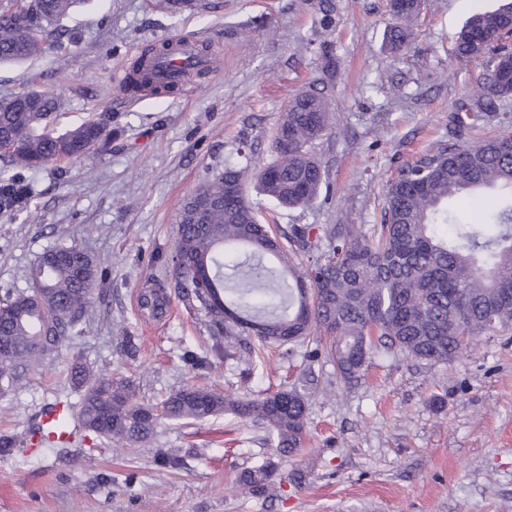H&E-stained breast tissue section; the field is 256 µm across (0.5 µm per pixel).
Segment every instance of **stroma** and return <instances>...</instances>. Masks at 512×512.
Here are the masks:
<instances>
[{"label":"stroma","instance_id":"stroma-1","mask_svg":"<svg viewBox=\"0 0 512 512\" xmlns=\"http://www.w3.org/2000/svg\"><path fill=\"white\" fill-rule=\"evenodd\" d=\"M499 4L424 0L411 44L394 52L384 44L389 0H338L330 31L311 0H194L177 13L162 0H78L55 26L62 44L0 65V98L25 83L55 94L56 131L112 115L111 151L26 171L27 208L0 215V296L28 291L49 248L106 259L83 333L0 396V436L16 442L0 455V512H512V328L449 364L380 350L347 385L315 338L290 352L268 347L256 362L242 346L219 359L204 316L179 298L158 318L139 308L144 288L174 285L184 200L226 165L254 170L273 158L282 113L318 78L324 46L338 59L332 126L311 150L327 170V193L289 209L263 199L254 180L245 192L277 234L380 223L388 182L447 141L451 113L488 71L485 60L454 57V34L474 11ZM171 36L195 41L217 73L130 97L115 70ZM126 336L135 357L123 352ZM187 350L210 365L189 370ZM78 362L132 381L150 404L190 384L229 395L297 387L308 397L306 444L282 459L271 497L241 482L274 453L265 431L230 415L165 420L130 448L91 433L63 448L29 447L48 407L80 403L70 379ZM159 448L185 455L187 468L160 466Z\"/></svg>","mask_w":512,"mask_h":512}]
</instances>
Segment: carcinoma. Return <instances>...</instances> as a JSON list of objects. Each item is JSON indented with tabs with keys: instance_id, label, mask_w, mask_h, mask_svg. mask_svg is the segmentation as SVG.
I'll list each match as a JSON object with an SVG mask.
<instances>
[{
	"instance_id": "1",
	"label": "carcinoma",
	"mask_w": 512,
	"mask_h": 512,
	"mask_svg": "<svg viewBox=\"0 0 512 512\" xmlns=\"http://www.w3.org/2000/svg\"><path fill=\"white\" fill-rule=\"evenodd\" d=\"M75 0H0V63L21 62L42 49L39 34L68 14ZM320 25L336 27L333 0H318ZM421 0L392 11L396 24L388 42L398 50L410 42L411 23ZM512 3L477 10L455 37L457 59L486 57L491 64L477 95L451 116L448 135L460 145H438L399 170L386 189L381 223L369 231L338 224L324 235L295 226L284 240L260 222L244 192L248 168L228 165L183 204L172 256L175 293L207 318L212 352L227 356L235 340L255 336L258 346H293L315 330L332 335L330 356L336 377L359 376L379 348L428 362L449 363L464 356L481 336L512 325V122L497 135L479 138L512 98V49L505 31ZM58 100L47 90L26 88L0 100V214L18 212L31 187L19 170L51 161L89 157L107 150L112 116L106 112L65 132L49 131ZM331 126L328 97L321 91L296 95L274 137L275 158L253 173L257 188L283 207H308L320 197L326 170L310 151ZM236 184V196L224 185ZM506 191L507 203L482 216L480 224H460L452 202L462 193ZM439 224L456 225L441 239ZM248 254L235 266L233 285L224 287L226 246ZM314 254L309 264L294 261L295 250ZM100 263L75 247L47 250L30 271L28 294L0 298V392L19 385L24 373L80 335L78 329L99 281ZM166 290L140 295L147 316L163 313ZM71 379L85 388L80 421L85 431L123 448L149 441L158 421H199L224 413L262 426L281 454L303 446L308 427L306 397L295 388L263 397H229L197 384L170 393L161 408L139 401L132 384L75 365ZM269 460L244 472L253 492L265 491L276 474Z\"/></svg>"
}]
</instances>
